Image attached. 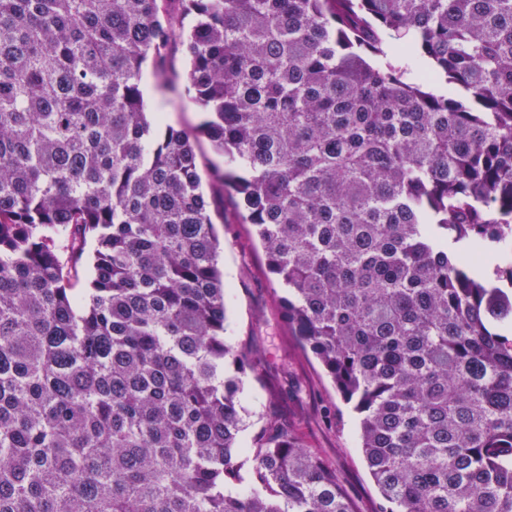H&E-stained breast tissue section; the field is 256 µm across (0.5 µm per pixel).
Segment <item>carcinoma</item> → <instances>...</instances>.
Segmentation results:
<instances>
[{
  "label": "carcinoma",
  "mask_w": 512,
  "mask_h": 512,
  "mask_svg": "<svg viewBox=\"0 0 512 512\" xmlns=\"http://www.w3.org/2000/svg\"><path fill=\"white\" fill-rule=\"evenodd\" d=\"M226 188L385 512H512V0H0V512H355L241 444ZM153 95L145 93L149 112H162L167 123L175 129H182L189 125H197L203 119L202 110L191 100L184 84L179 85L176 93H161L155 91ZM197 163L199 172L202 175V182L204 191L208 192V184L206 175L213 164L224 165V158L216 154L210 143L205 138H200L199 143L196 146Z\"/></svg>",
  "instance_id": "cac0c4a2"
}]
</instances>
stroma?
I'll return each instance as SVG.
<instances>
[{"label": "stroma", "instance_id": "1", "mask_svg": "<svg viewBox=\"0 0 512 512\" xmlns=\"http://www.w3.org/2000/svg\"><path fill=\"white\" fill-rule=\"evenodd\" d=\"M147 108L163 113L176 129L203 118L183 88L154 92ZM216 230L223 244L219 263L227 284L224 337L256 356L241 394L249 431L269 420L288 424L306 448L335 468L358 512H376L381 498L362 455L357 416L320 363L300 349L283 317L285 291L270 273L251 225L239 220L232 196L224 198V221Z\"/></svg>", "mask_w": 512, "mask_h": 512}]
</instances>
